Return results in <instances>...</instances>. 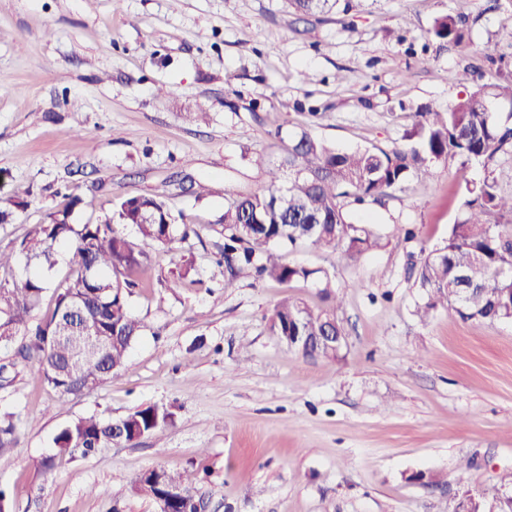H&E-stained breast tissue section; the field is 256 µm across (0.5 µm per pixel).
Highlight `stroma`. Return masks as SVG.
Here are the masks:
<instances>
[{
  "instance_id": "35a3bbf8",
  "label": "stroma",
  "mask_w": 512,
  "mask_h": 512,
  "mask_svg": "<svg viewBox=\"0 0 512 512\" xmlns=\"http://www.w3.org/2000/svg\"><path fill=\"white\" fill-rule=\"evenodd\" d=\"M448 15L461 22L455 42L432 34ZM469 67L473 82L454 81ZM506 79L512 0H339L308 18L286 0H0V207L15 211L0 246L69 195L75 224L150 195L195 229L153 251L129 299L146 328L119 377L63 399L28 367L0 387V412L17 422L16 447L0 453L12 512H157L132 486L149 468L197 472L199 512H455L511 471L512 321L416 308L417 270L465 219L467 184L490 178L512 194V148L487 166L428 159L380 202L345 199L380 249H284L341 289L335 359L302 356L270 329L284 299L325 306L316 281L216 263L225 192L263 185L296 133L408 150L417 113ZM197 182L207 195L189 193ZM185 263L188 282L169 290ZM150 404L172 424L45 468L67 422Z\"/></svg>"
}]
</instances>
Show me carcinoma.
<instances>
[{"mask_svg": "<svg viewBox=\"0 0 512 512\" xmlns=\"http://www.w3.org/2000/svg\"><path fill=\"white\" fill-rule=\"evenodd\" d=\"M338 0H287L298 15L323 12ZM435 37L460 38L451 16L436 20ZM497 100L512 101V80L495 85L477 84L444 112L416 115L413 136L418 148L402 151L339 150L306 131L294 135L288 153L268 172L269 181L248 195L229 200L222 227L224 248L218 264L229 268L233 286L238 270H249L259 279L282 284L316 279L324 298L332 304L313 309L285 299L274 310L271 330L276 336H306L311 344L301 348L305 357L334 359L336 355L316 343L321 336H343L336 316L340 305L332 295L333 281L323 269L289 265L275 251L277 246L310 243L322 250L363 254L380 245V237L365 224H349L342 199L361 204L386 190L403 185L409 161L424 154L440 160L457 156L466 164L477 160L491 164L497 154L512 145V114L501 121L491 111ZM468 215L448 230V245L429 253L418 270L427 301L418 308L425 317L437 307L463 321H500L512 313V299L503 302L497 292L512 288V224L492 222L496 215H512V195L497 194L495 182L485 179L470 189ZM49 214L48 221L34 224L17 246L0 248V327L11 332L16 360L0 366V380L9 385L8 367L19 364L37 369L43 381L60 396L81 390L90 392L118 376L125 368L133 343L143 332V323L132 312L128 297L140 287L149 261V250L166 248L173 241L175 218L167 204L155 196L121 198L113 204L112 218L100 223H70L71 206ZM136 228L132 240L114 228ZM70 245L68 272L54 285L52 307L36 317L48 290L44 269L57 263L59 250ZM37 272L18 282L13 267L19 259ZM80 297L88 318L87 331L73 329L68 307ZM106 337L104 347L92 351L91 336ZM126 434L114 436L107 422L96 415L79 417L66 424L54 438L56 458H86L114 443L130 444L173 421V413L158 405L141 407L126 416ZM18 442L14 415L0 414V452ZM196 482L189 471H163L157 481L147 469L133 481L135 490L153 500L159 512H188L190 493Z\"/></svg>", "mask_w": 512, "mask_h": 512, "instance_id": "1", "label": "carcinoma"}]
</instances>
